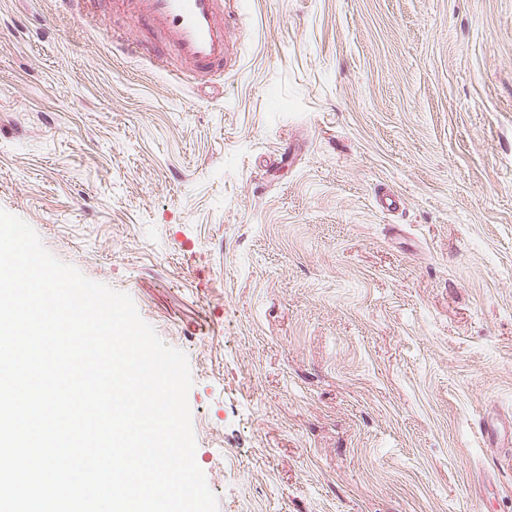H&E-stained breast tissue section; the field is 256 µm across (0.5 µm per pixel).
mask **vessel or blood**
Listing matches in <instances>:
<instances>
[{
	"instance_id": "1",
	"label": "vessel or blood",
	"mask_w": 512,
	"mask_h": 512,
	"mask_svg": "<svg viewBox=\"0 0 512 512\" xmlns=\"http://www.w3.org/2000/svg\"><path fill=\"white\" fill-rule=\"evenodd\" d=\"M136 29L158 34L155 57L175 52L190 72L222 70L227 56L223 0H132Z\"/></svg>"
}]
</instances>
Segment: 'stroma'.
Segmentation results:
<instances>
[{
    "label": "stroma",
    "mask_w": 512,
    "mask_h": 512,
    "mask_svg": "<svg viewBox=\"0 0 512 512\" xmlns=\"http://www.w3.org/2000/svg\"><path fill=\"white\" fill-rule=\"evenodd\" d=\"M100 14L0 0V209L186 354L218 512H512V0H224L203 86Z\"/></svg>",
    "instance_id": "1"
}]
</instances>
